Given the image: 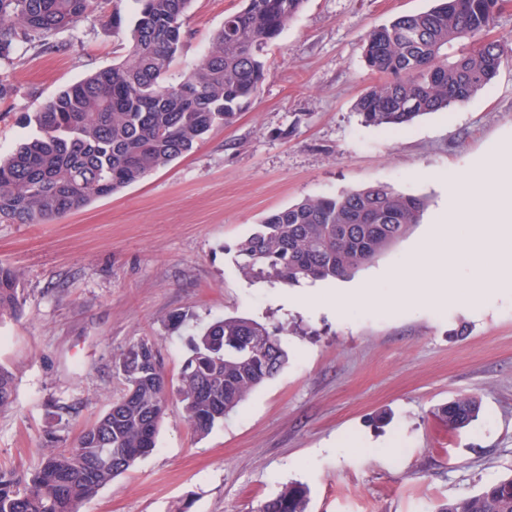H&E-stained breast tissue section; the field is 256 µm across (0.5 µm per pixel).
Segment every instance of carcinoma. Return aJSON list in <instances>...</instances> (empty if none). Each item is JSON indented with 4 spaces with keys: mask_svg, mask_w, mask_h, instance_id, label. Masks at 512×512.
<instances>
[{
    "mask_svg": "<svg viewBox=\"0 0 512 512\" xmlns=\"http://www.w3.org/2000/svg\"><path fill=\"white\" fill-rule=\"evenodd\" d=\"M98 0H0V57L15 42L75 26ZM224 16L212 48L182 79L171 82L192 0H136L122 58L60 91L35 120L38 134L0 157V222L40 224L143 180L192 151L216 126L231 123L265 79V48L306 0H245ZM499 0H440L425 12L372 28L367 67L384 81L360 96L362 122L396 127L466 104L497 75L512 48L471 40L487 32ZM426 201L389 186L336 196H308L268 214L235 247L249 280L296 286L344 278L388 250L420 222ZM19 274L0 264V322L19 316ZM139 343L115 358L126 384L110 408L81 432L76 445L43 455L32 473L0 469V512H80L100 489L154 450L171 393L198 436L224 420L286 364L278 333L245 318L215 320L192 337L173 384L161 369L140 378ZM14 377L0 365V410L13 403ZM479 405L460 396L437 409L448 428L470 425ZM307 489L286 488L259 512H305ZM438 512H512V476Z\"/></svg>",
    "mask_w": 512,
    "mask_h": 512,
    "instance_id": "cac0c4a2",
    "label": "carcinoma"
}]
</instances>
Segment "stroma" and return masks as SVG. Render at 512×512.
<instances>
[{
    "mask_svg": "<svg viewBox=\"0 0 512 512\" xmlns=\"http://www.w3.org/2000/svg\"><path fill=\"white\" fill-rule=\"evenodd\" d=\"M435 0H306L266 55L267 74L233 123L141 182L42 224L0 223V263L19 273L22 312L0 322V364L15 401L0 410V468L29 472L50 446L75 445L125 382L113 359L157 343L177 377L189 342L224 317L279 328L288 361L223 422L194 435L178 401L156 447L81 512H258L284 488L306 512H437L512 473V291L473 305L362 309L339 318L288 303L295 287L253 282L234 246L267 214L312 195L386 185L426 198L419 224L347 276L398 265L443 203L433 174L512 150V54L465 105L384 129L355 105L380 74L367 32ZM244 0H193L178 81ZM135 0H99L57 48L20 43L0 57V155L36 130L43 104L112 66ZM120 26H113V17ZM466 395L478 421L448 430L438 407ZM345 439L356 451L340 452Z\"/></svg>",
    "mask_w": 512,
    "mask_h": 512,
    "instance_id": "35a3bbf8",
    "label": "stroma"
}]
</instances>
